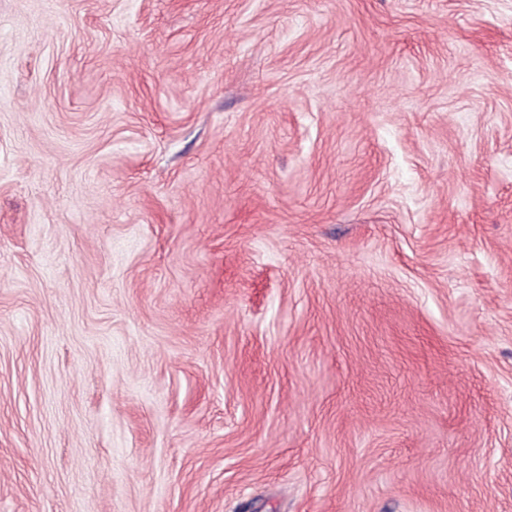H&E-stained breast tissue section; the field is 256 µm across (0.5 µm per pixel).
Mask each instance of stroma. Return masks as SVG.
<instances>
[{"instance_id":"stroma-1","label":"stroma","mask_w":512,"mask_h":512,"mask_svg":"<svg viewBox=\"0 0 512 512\" xmlns=\"http://www.w3.org/2000/svg\"><path fill=\"white\" fill-rule=\"evenodd\" d=\"M0 512H512V0H0Z\"/></svg>"}]
</instances>
